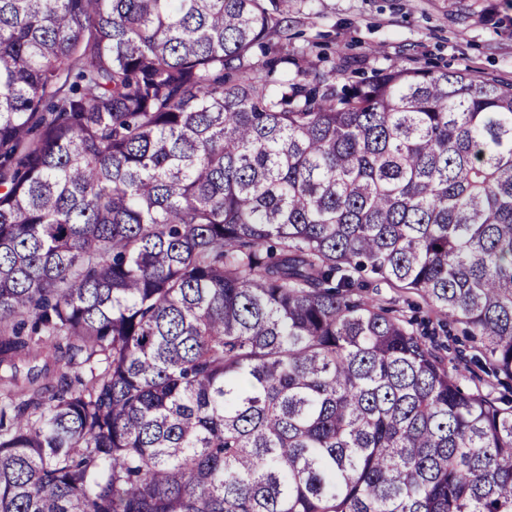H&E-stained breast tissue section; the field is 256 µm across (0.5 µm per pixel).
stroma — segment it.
<instances>
[{
    "label": "stroma",
    "mask_w": 512,
    "mask_h": 512,
    "mask_svg": "<svg viewBox=\"0 0 512 512\" xmlns=\"http://www.w3.org/2000/svg\"><path fill=\"white\" fill-rule=\"evenodd\" d=\"M278 51L305 60L318 54L362 60L365 73L412 63L465 66L512 78V0H288V35ZM394 314L428 317L429 343L448 369L474 388L466 366L473 350L460 324L432 319L415 294L366 289Z\"/></svg>",
    "instance_id": "stroma-1"
}]
</instances>
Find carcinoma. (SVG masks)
I'll return each mask as SVG.
<instances>
[{"mask_svg": "<svg viewBox=\"0 0 512 512\" xmlns=\"http://www.w3.org/2000/svg\"><path fill=\"white\" fill-rule=\"evenodd\" d=\"M284 11L0 0V512H512V398L364 296L512 378V81ZM364 294L371 299L382 302L396 315L403 314L411 317L415 314L414 307L419 306L420 315L430 320L428 325L430 336H426L427 342L435 345L441 354L447 358L448 370L458 373L464 386L470 390H475L476 384L479 388L485 389L487 384L490 383L494 388L495 395L512 396V381L500 376V382H498L494 377H487L468 363V367L476 370L487 382L478 383V381L474 382L470 379V371L467 369L465 360H469L475 352L472 350L471 344L462 336V325L449 321L447 323L443 322V324L438 322V318L430 312L424 300L416 294H401L399 296L383 284L378 288H367Z\"/></svg>", "mask_w": 512, "mask_h": 512, "instance_id": "obj_1", "label": "carcinoma"}]
</instances>
